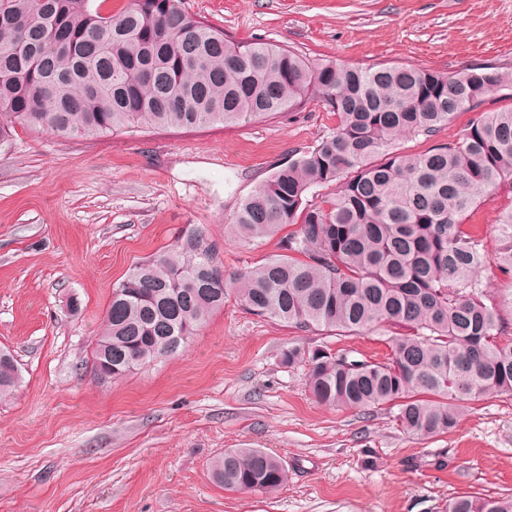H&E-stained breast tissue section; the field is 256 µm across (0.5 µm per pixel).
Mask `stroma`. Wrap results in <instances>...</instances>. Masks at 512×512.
Instances as JSON below:
<instances>
[{
    "instance_id": "stroma-1",
    "label": "stroma",
    "mask_w": 512,
    "mask_h": 512,
    "mask_svg": "<svg viewBox=\"0 0 512 512\" xmlns=\"http://www.w3.org/2000/svg\"><path fill=\"white\" fill-rule=\"evenodd\" d=\"M239 41L340 65L403 63L449 74L512 73V0H182ZM478 113V112H477ZM457 113L422 153L476 119ZM315 99L236 125L135 128L96 138L16 127L0 146V349L21 382L0 399V512H442L464 493L512 494V395L463 403L459 427L408 434L393 411L314 401L293 344L384 361L394 330L302 332L236 298L179 354L99 380L91 351L113 286L186 227L216 245L225 276L280 254L281 235L244 243L227 224L277 167L336 130ZM512 185L468 218L487 255ZM228 448H262L289 471L277 491L229 492L212 477Z\"/></svg>"
}]
</instances>
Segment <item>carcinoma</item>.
<instances>
[{"instance_id": "cac0c4a2", "label": "carcinoma", "mask_w": 512, "mask_h": 512, "mask_svg": "<svg viewBox=\"0 0 512 512\" xmlns=\"http://www.w3.org/2000/svg\"><path fill=\"white\" fill-rule=\"evenodd\" d=\"M93 2L0 0L1 143L17 124L66 137L197 128L290 112L311 97L339 119L336 134L280 166L233 217L244 242L297 226L282 254L228 280L194 226L114 285L93 350L97 378L174 353L172 337L186 344L233 294L251 314L302 332L396 328L383 362L346 349L282 351L283 364L307 366L321 405L395 408L408 433L427 437L457 427L463 400L512 395V336L479 277L491 261L512 277V205L493 259L466 224L485 193L512 182V108L481 114L457 141L424 153L396 148L512 88V75L311 62L277 44L236 42L182 0H130L116 14ZM3 356L0 397L20 381ZM213 472L232 492L271 493L288 480L284 463L257 448L224 451ZM443 512H512V496L459 495Z\"/></svg>"}]
</instances>
